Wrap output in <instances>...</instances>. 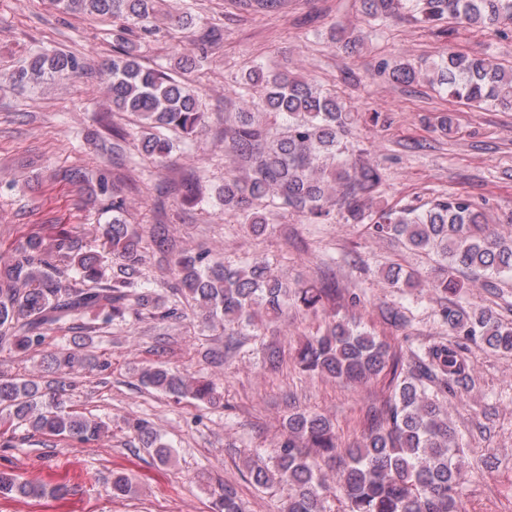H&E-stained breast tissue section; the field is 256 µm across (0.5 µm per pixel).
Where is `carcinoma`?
I'll return each mask as SVG.
<instances>
[{"label":"carcinoma","instance_id":"obj_1","mask_svg":"<svg viewBox=\"0 0 512 512\" xmlns=\"http://www.w3.org/2000/svg\"><path fill=\"white\" fill-rule=\"evenodd\" d=\"M419 20L437 25L446 20L458 28L495 29L509 40L512 0H363L366 14L379 21L398 16L407 2ZM66 14H95L122 20L113 34L112 60L102 75L109 82L112 107L139 128L138 151L164 163L175 147L165 135L185 144L205 127L198 95L162 65L144 63L133 29L154 33L155 0H50ZM84 62L60 51H42L9 72L16 86L40 85L78 75ZM428 82L448 99L470 107L512 111V68L490 55L448 49V57L428 65ZM401 83L416 81L417 70L402 63L392 71ZM242 92L259 93L254 112L224 117L228 150L241 162L239 173L224 176L219 200L237 222L253 234L267 231L260 212L264 203L279 204L310 224H324L336 207L347 220L363 224L370 217L367 199L382 183V169L356 158L350 140L354 115L330 90L294 78L286 69L255 66L236 81ZM108 196L104 209L111 220L98 226L94 246L64 228L48 236L34 235L8 255L0 254V350L25 357L46 337L93 313L109 324L133 313L166 321L190 308L202 322L237 336L242 330L263 335L267 324L288 308L318 312L333 299L334 288L290 287L271 273L266 259L247 258L228 266L209 251H186L173 237L157 247L170 260L172 281L147 288L142 277L148 243L126 223V197L100 184ZM377 236H391L434 261L433 287L445 294L441 317L452 340L434 343L407 365L361 321L340 317L310 335L295 350L300 372L346 384H359L388 370L391 392L383 409L372 415L359 438L340 447L334 424L323 414L295 410L288 414L279 440L270 449L245 459L249 482L260 489L287 491L281 512H327L330 497H340L346 512H462L459 488L471 467L456 444L457 431L448 419L456 387L469 376L470 363L459 339L471 340L497 353H512V324L489 308L467 313L454 301L461 273L512 274V235L487 223L468 197L450 194L424 208L407 206L382 212L371 224ZM389 288H418L419 276L399 266L382 270ZM50 378L25 377L0 370V447L12 448L17 431L95 444L108 433L96 419L75 414L67 404L71 376L92 367L82 353L61 347L43 358ZM140 385L176 400L192 399L216 406L223 399L216 383L171 370L164 363L143 368ZM127 431L156 461L167 466L176 449L145 419L127 422ZM64 484L50 489L13 471L0 470V496L63 497ZM114 499L137 493L132 477L112 473ZM214 512H246L230 486L214 491Z\"/></svg>","mask_w":512,"mask_h":512}]
</instances>
